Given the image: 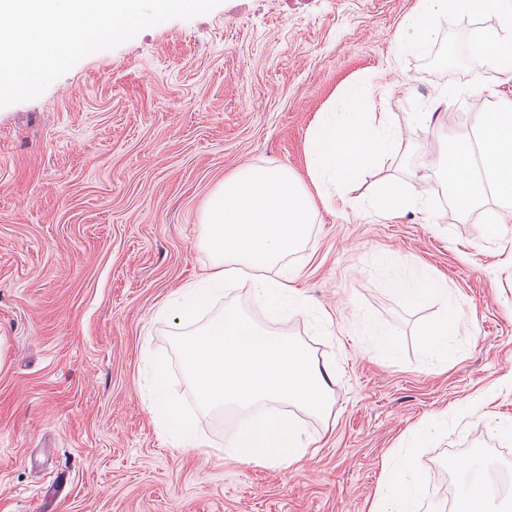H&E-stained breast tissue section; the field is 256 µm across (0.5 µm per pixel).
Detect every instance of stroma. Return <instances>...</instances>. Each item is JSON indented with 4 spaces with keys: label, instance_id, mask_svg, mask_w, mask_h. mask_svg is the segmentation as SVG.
I'll use <instances>...</instances> for the list:
<instances>
[{
    "label": "stroma",
    "instance_id": "35a3bbf8",
    "mask_svg": "<svg viewBox=\"0 0 512 512\" xmlns=\"http://www.w3.org/2000/svg\"><path fill=\"white\" fill-rule=\"evenodd\" d=\"M416 0H221L111 50L86 56L34 99L0 107V512H369L406 441L431 414L443 423L422 458L471 455L482 430L489 463L512 439V229L485 234L487 197L462 217L444 186L433 222L366 212L378 182L409 180L431 160L409 113L444 105L445 131L475 137L512 78L473 57L463 15L435 19L433 50L450 67L399 47ZM381 70L384 109L412 144L399 163L345 187V212L316 201L306 242L284 263L312 312L288 334L335 366L336 405L289 413L312 443L306 457L259 468L225 456L223 413L196 406L172 344L184 324L160 308L202 279L211 193L240 165L306 177L317 112ZM428 265L465 317L448 366L430 364L423 325L376 262ZM395 331L387 361L363 321ZM177 400L210 449L185 448L163 425L157 392Z\"/></svg>",
    "mask_w": 512,
    "mask_h": 512
}]
</instances>
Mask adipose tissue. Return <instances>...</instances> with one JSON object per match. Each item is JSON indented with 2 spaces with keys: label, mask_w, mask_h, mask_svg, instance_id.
<instances>
[{
  "label": "adipose tissue",
  "mask_w": 512,
  "mask_h": 512,
  "mask_svg": "<svg viewBox=\"0 0 512 512\" xmlns=\"http://www.w3.org/2000/svg\"><path fill=\"white\" fill-rule=\"evenodd\" d=\"M496 12L503 21L500 29L483 32L471 43L474 57L502 74L512 76V0H417L395 40L398 45L425 54L436 32L433 18ZM383 74L376 71L361 79L355 91L332 97L318 112L306 149L308 176L317 195L330 206L349 207L343 187L365 168L403 158L410 143L383 110ZM418 188L399 180L386 181L371 198L368 207L387 218L405 211L430 214L431 182L449 189L461 215H468L487 191H494L499 205L489 218V235H497L512 222V102L486 113L478 141L444 136L434 159L418 176ZM389 284L407 305L441 304L440 315L421 329L424 351L431 362L444 365L455 351L449 340L457 332L463 311L448 299V290L426 265L417 264L394 272ZM435 425L424 422L422 434L406 445L397 474L379 486L370 512H424L423 485L427 479L419 465L424 434ZM310 440L292 415L272 413L261 421L243 420L232 446V458L262 467H280L301 460Z\"/></svg>",
  "instance_id": "adipose-tissue-1"
}]
</instances>
